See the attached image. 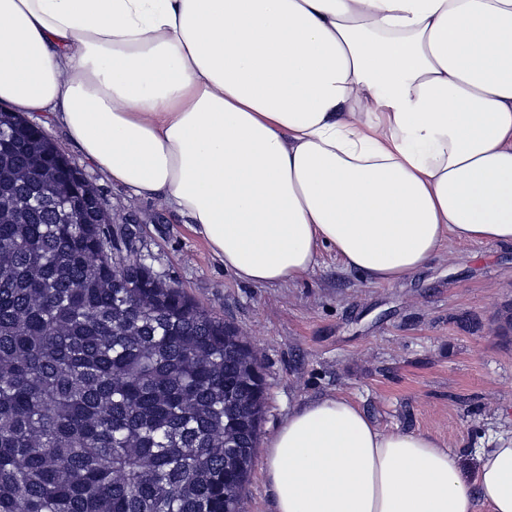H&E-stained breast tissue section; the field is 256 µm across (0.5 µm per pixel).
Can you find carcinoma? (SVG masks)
<instances>
[{
  "label": "carcinoma",
  "mask_w": 512,
  "mask_h": 512,
  "mask_svg": "<svg viewBox=\"0 0 512 512\" xmlns=\"http://www.w3.org/2000/svg\"><path fill=\"white\" fill-rule=\"evenodd\" d=\"M16 128L0 147V512H229L263 403L258 360L228 324L137 260L128 226L65 223L58 147Z\"/></svg>",
  "instance_id": "carcinoma-1"
}]
</instances>
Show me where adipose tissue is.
<instances>
[{"instance_id": "adipose-tissue-1", "label": "adipose tissue", "mask_w": 512, "mask_h": 512, "mask_svg": "<svg viewBox=\"0 0 512 512\" xmlns=\"http://www.w3.org/2000/svg\"><path fill=\"white\" fill-rule=\"evenodd\" d=\"M0 101L52 109L246 284L324 249L382 284L512 248V0H0ZM476 461L336 394L262 475L274 512H512V443Z\"/></svg>"}]
</instances>
